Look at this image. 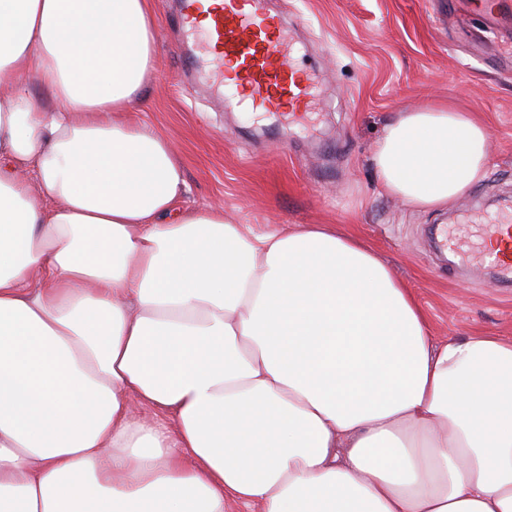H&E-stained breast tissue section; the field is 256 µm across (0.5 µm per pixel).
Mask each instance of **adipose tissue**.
I'll return each instance as SVG.
<instances>
[{"label":"adipose tissue","mask_w":512,"mask_h":512,"mask_svg":"<svg viewBox=\"0 0 512 512\" xmlns=\"http://www.w3.org/2000/svg\"><path fill=\"white\" fill-rule=\"evenodd\" d=\"M155 27L150 0H0V512H512V336L435 341L330 225L179 210L167 140L124 119ZM488 160L449 103L373 156L431 209Z\"/></svg>","instance_id":"ef3b65f1"}]
</instances>
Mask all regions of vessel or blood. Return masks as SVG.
I'll list each match as a JSON object with an SVG mask.
<instances>
[{"instance_id":"obj_1","label":"vessel or blood","mask_w":512,"mask_h":512,"mask_svg":"<svg viewBox=\"0 0 512 512\" xmlns=\"http://www.w3.org/2000/svg\"><path fill=\"white\" fill-rule=\"evenodd\" d=\"M180 22L223 65L224 82L236 89L241 103L295 113L315 100V84L295 75L292 39L267 0H182ZM443 246L460 263L480 264L503 281L512 280V214L481 225L468 249L451 238Z\"/></svg>"}]
</instances>
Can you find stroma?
<instances>
[{"label":"stroma","instance_id":"stroma-1","mask_svg":"<svg viewBox=\"0 0 512 512\" xmlns=\"http://www.w3.org/2000/svg\"><path fill=\"white\" fill-rule=\"evenodd\" d=\"M496 0H276L319 95L303 119L252 112L188 40L175 0H153L159 69L129 112L180 160L185 209L213 203L263 233L332 224L358 234L411 288L435 339L512 336V288L488 270L448 265L438 229L512 213V11ZM453 101L489 128L482 181L448 208L408 206L372 162L397 113Z\"/></svg>","mask_w":512,"mask_h":512}]
</instances>
